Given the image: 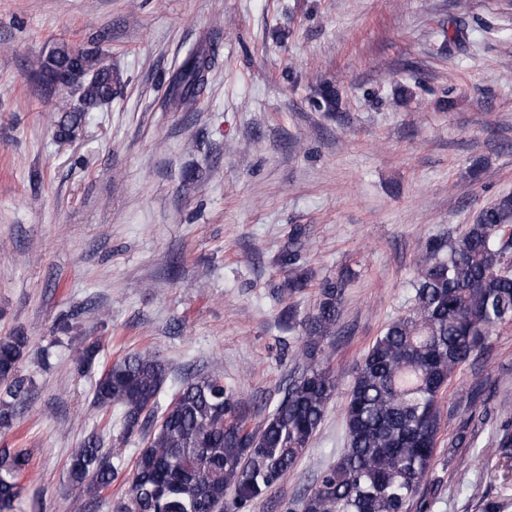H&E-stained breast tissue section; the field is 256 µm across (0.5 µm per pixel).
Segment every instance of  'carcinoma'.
<instances>
[{
  "label": "carcinoma",
  "instance_id": "1",
  "mask_svg": "<svg viewBox=\"0 0 512 512\" xmlns=\"http://www.w3.org/2000/svg\"><path fill=\"white\" fill-rule=\"evenodd\" d=\"M97 47L78 54L60 43L37 61L35 75L54 86L65 79L77 95L63 104L57 135L73 137L89 110L108 104L121 88ZM215 58L189 53L168 84V102L187 111L206 90ZM276 257L287 271L280 295L293 297L309 286L294 245ZM412 281V306L391 320L369 344L343 407L345 448L321 470L288 512H411L426 508L419 498L440 444L442 395L458 370L500 326L512 323V194L479 213L475 223L444 244L428 240ZM349 275L324 280L313 312L302 321L305 337L294 353L296 369L276 407L252 428L243 398L216 374L186 381L166 407L159 397L169 370L149 350L130 353L105 367L95 381L93 404L122 409L116 446L94 435L72 449V483L92 501L112 485L133 436L141 439L129 472L128 497L117 512H251L269 489L288 479L309 449L338 389L325 364L321 341L335 334ZM30 338L0 337V428L14 425L15 407L30 395L34 380L20 364ZM99 343L79 352L91 369ZM30 465L24 448H0V512H11Z\"/></svg>",
  "mask_w": 512,
  "mask_h": 512
}]
</instances>
